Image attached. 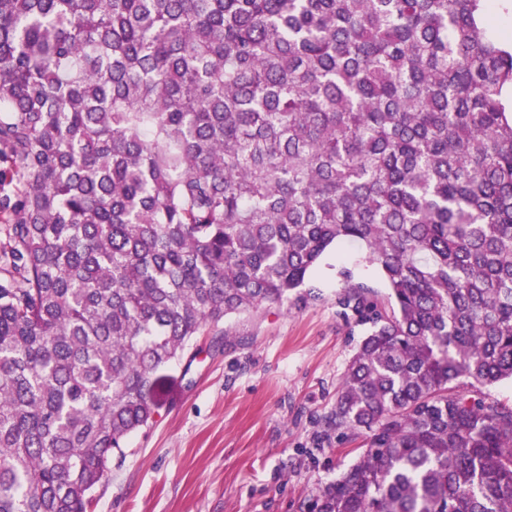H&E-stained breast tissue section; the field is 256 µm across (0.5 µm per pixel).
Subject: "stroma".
I'll return each instance as SVG.
<instances>
[{"instance_id":"1","label":"stroma","mask_w":512,"mask_h":512,"mask_svg":"<svg viewBox=\"0 0 512 512\" xmlns=\"http://www.w3.org/2000/svg\"><path fill=\"white\" fill-rule=\"evenodd\" d=\"M384 291L357 243L309 277L314 299L205 330L162 382V406L132 433L90 512H310L358 457L326 428L365 327L343 306V272Z\"/></svg>"}]
</instances>
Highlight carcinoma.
I'll list each match as a JSON object with an SVG mask.
<instances>
[{"label":"carcinoma","instance_id":"carcinoma-1","mask_svg":"<svg viewBox=\"0 0 512 512\" xmlns=\"http://www.w3.org/2000/svg\"><path fill=\"white\" fill-rule=\"evenodd\" d=\"M387 293L313 512H512V43L486 0H0V512H87L208 326ZM461 377L475 382L464 388Z\"/></svg>","mask_w":512,"mask_h":512}]
</instances>
